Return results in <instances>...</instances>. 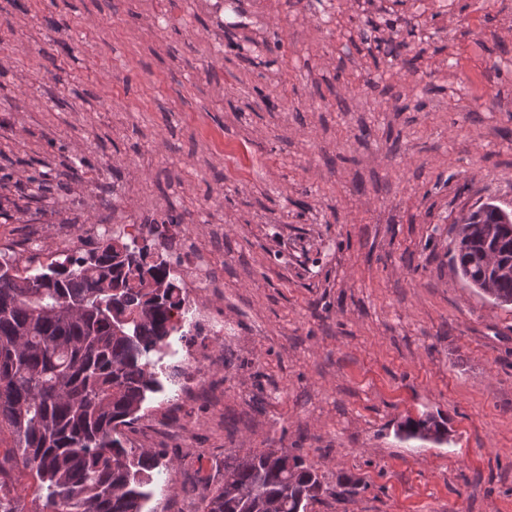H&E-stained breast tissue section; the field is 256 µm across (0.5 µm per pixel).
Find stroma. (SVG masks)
I'll use <instances>...</instances> for the list:
<instances>
[{"label":"stroma","instance_id":"stroma-1","mask_svg":"<svg viewBox=\"0 0 512 512\" xmlns=\"http://www.w3.org/2000/svg\"><path fill=\"white\" fill-rule=\"evenodd\" d=\"M332 2L195 0L185 28L162 0H0V234L112 183L224 278L203 303L233 341L142 409L134 447L174 462L151 512H194L246 443L318 471L308 512H512V305L449 254L463 216L512 208V0ZM41 172L63 190L35 197ZM424 412L447 443L396 436Z\"/></svg>","mask_w":512,"mask_h":512}]
</instances>
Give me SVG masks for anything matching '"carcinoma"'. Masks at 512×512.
Wrapping results in <instances>:
<instances>
[{
  "instance_id": "cac0c4a2",
  "label": "carcinoma",
  "mask_w": 512,
  "mask_h": 512,
  "mask_svg": "<svg viewBox=\"0 0 512 512\" xmlns=\"http://www.w3.org/2000/svg\"><path fill=\"white\" fill-rule=\"evenodd\" d=\"M170 214L138 236L121 229L96 254L20 270L0 251V433L13 438L0 460V512L14 506L12 471L22 465L36 484L32 512H147L150 485L169 468L161 450L130 448L125 430L141 419L147 399L164 391L165 348L192 333L183 288L171 277ZM121 238L125 253L114 251ZM450 260L471 287L502 304L512 302V233L498 226L495 204L478 208L455 230ZM138 319L116 333L125 314ZM445 427L431 415L408 419L404 439H426ZM224 481L206 483L198 512H307L322 483L298 454L279 448L236 453Z\"/></svg>"
}]
</instances>
